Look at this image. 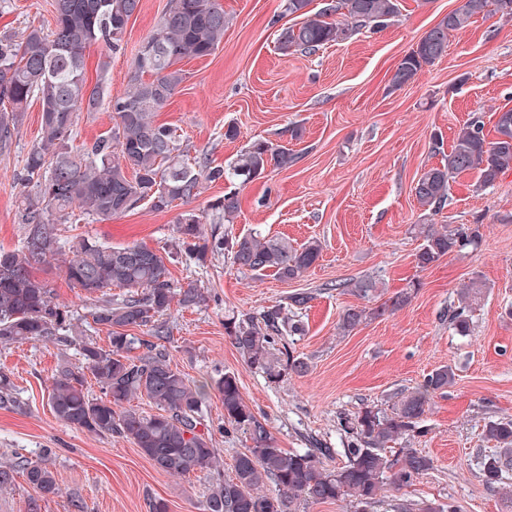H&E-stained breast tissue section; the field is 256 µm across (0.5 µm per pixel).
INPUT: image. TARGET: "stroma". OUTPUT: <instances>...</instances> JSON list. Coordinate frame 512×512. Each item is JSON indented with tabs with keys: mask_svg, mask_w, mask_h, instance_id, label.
<instances>
[{
	"mask_svg": "<svg viewBox=\"0 0 512 512\" xmlns=\"http://www.w3.org/2000/svg\"><path fill=\"white\" fill-rule=\"evenodd\" d=\"M167 0H141L128 21L124 48L99 71V46L86 52L89 83H101L97 111L80 113L70 144H91L113 124L110 100L128 89L131 62L152 33ZM228 19L224 41L210 56L181 63L189 77L158 122L176 127L190 157L212 164L231 162L258 138L289 145L298 155L292 167L268 170L246 185H205L196 200L164 210L142 204L106 219L72 216L62 227L71 241L92 238L113 246L137 243L153 250L172 244L181 214L212 222L209 204L227 192L241 211L218 233L238 236L258 231L300 245L316 238L323 250L301 278L284 282L273 275L240 273L229 255L206 264L179 256L170 265L177 287L196 286L205 295L194 307L172 304L163 321L162 344L173 368L206 385L205 416L223 462L219 473L171 477L159 473L129 441L98 436L58 422L48 402L61 361L82 363V343L107 345L106 331L90 316L93 301L66 280L58 261L40 266L56 302L73 315L67 349L48 342L0 345V371L9 374L22 402L19 411L0 410V464L45 456L60 492L35 495L23 475L0 489V512H150L164 499L170 512H201L219 478L230 475L236 455L250 442L224 432V406L214 387L222 374L237 377L245 402L262 418L279 447L319 443L339 450L346 441L341 417L365 408L387 409L393 395L420 385L442 365L453 366L456 382L435 395L423 416L422 435L398 440L430 456L434 467L411 486L389 492L373 512H393L396 503L452 502L457 512H505L501 493L489 491L477 456L485 447L488 420L512 416V171L476 189V174L452 183L445 208H420L413 186L421 171L437 165L433 135L451 146L472 115L493 127L501 108H512V18L479 15L451 33L448 51L425 67L415 81L395 89L391 76L422 34L461 0H399V14L384 29H361L350 39L313 54H282L281 27L293 19L285 0H221ZM53 0H0V34L21 35L32 26L51 27ZM39 104H31L10 149L0 153V248L20 245L25 226L16 181L40 133ZM240 135L229 141L227 127ZM299 138H292L293 129ZM423 224H477L482 240L421 268L415 255ZM479 278L487 291L472 313L469 335L448 326V307L464 282ZM375 282L371 299L336 290L339 282ZM411 300L394 314L364 321L348 334L338 322L350 307H373L403 289ZM306 291L299 310L305 332L281 340L309 364L304 375L279 384L249 368L224 332L231 313L258 314L289 305Z\"/></svg>",
	"mask_w": 512,
	"mask_h": 512,
	"instance_id": "35a3bbf8",
	"label": "stroma"
}]
</instances>
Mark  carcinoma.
<instances>
[{
    "instance_id": "1",
    "label": "carcinoma",
    "mask_w": 512,
    "mask_h": 512,
    "mask_svg": "<svg viewBox=\"0 0 512 512\" xmlns=\"http://www.w3.org/2000/svg\"><path fill=\"white\" fill-rule=\"evenodd\" d=\"M141 0H55L54 27L31 28L22 38L0 35V152L7 151L17 135L24 113L33 100L41 108L40 139L29 151L19 181L36 188L35 198L21 200L26 235L15 249L0 248V344L28 341L65 342L63 333L73 326V315L57 303L46 280L34 269L49 258H61L66 278L96 301L93 322L109 330V343L82 345V365L61 364L53 376L49 404L64 425L95 435H116L131 441L156 470L170 476L211 474L219 469L218 453L209 431L202 429L205 386L196 385L174 369L156 344L132 355L139 340L127 327L149 326L161 340L168 336L160 317L173 301L185 307L205 301L201 289L173 286L169 264L185 253L199 262L208 254L228 251L244 274L272 272L281 281L301 277L319 259L322 244L312 239L299 248L286 237L252 232L225 238L206 235L200 217L182 216L178 237L160 252L132 244L109 246L88 238L60 246V225L74 210L98 218L124 214L142 203L164 209L176 201L188 204L203 183L238 181L247 184L267 168L288 169L297 156L285 145L255 140L226 166L189 162L180 135L155 120L168 105L186 73L178 67L184 59L211 55L224 40L226 19L220 0H167L155 29L132 62L129 89L112 100L113 126L92 144L74 151L69 147L79 114L97 109L102 88L86 79L85 52L102 47L98 62L104 72L110 55L121 49L129 19ZM312 0H286V11L302 18L282 30L278 49L285 53H314L326 45L347 40L358 28L379 29L399 12L398 0H331L319 11ZM499 13L512 18V0H463L421 36L399 61L392 87L415 81L426 66L447 51L450 33L462 30L478 15ZM494 136L488 137L481 117L474 116L456 133L443 161L424 170L413 186L417 203L437 211L448 201L450 181L477 174L475 189L493 185L512 168V108L496 113ZM217 221L234 223L240 212L236 194L218 197L210 204ZM423 239L416 254L424 268L444 256L481 241L480 225L436 228L423 224ZM117 286L126 293L112 298ZM486 284L472 279L457 290V302L448 308V325L459 336L469 335L474 305ZM411 299L400 292L374 308L345 310L340 328L348 333L364 321L389 315ZM231 344L250 368L278 384L289 373L302 374L307 362L285 351L277 356L284 335L303 331L288 317L287 308L275 305L257 315L224 318ZM453 367L434 369L422 384L397 394L389 413L366 408L341 422L348 435L343 466L322 467L331 448L278 447L267 425L244 401L235 375L226 373L215 387L224 405V423L252 445L234 459L232 474L216 483L202 512H299L303 504L345 502L353 512H371L383 493L411 485L433 468V460L413 448L396 456L386 454L389 444L419 432L431 399L455 382ZM93 379L101 396L86 387ZM145 399L156 412L126 407ZM0 409L20 410L22 403L10 377L0 371ZM485 439L496 451L480 462L487 489L495 491L512 472V418L487 421ZM21 469L29 486L42 498L59 493L54 472L45 459L22 460L0 467V487L13 482Z\"/></svg>"
}]
</instances>
